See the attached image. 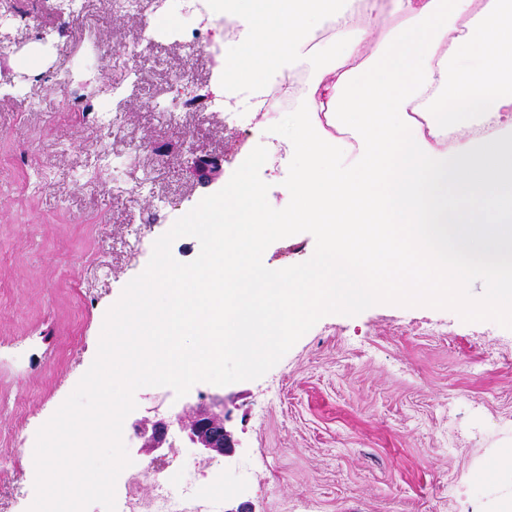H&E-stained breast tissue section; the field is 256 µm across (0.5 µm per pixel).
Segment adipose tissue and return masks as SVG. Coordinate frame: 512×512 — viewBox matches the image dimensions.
Returning <instances> with one entry per match:
<instances>
[{"instance_id": "adipose-tissue-1", "label": "adipose tissue", "mask_w": 512, "mask_h": 512, "mask_svg": "<svg viewBox=\"0 0 512 512\" xmlns=\"http://www.w3.org/2000/svg\"><path fill=\"white\" fill-rule=\"evenodd\" d=\"M239 1L203 4L209 22L232 14L243 26L218 96L280 87L335 28L288 118L300 159L290 206L271 205L241 170L178 228L206 241L197 260L159 264L127 289L87 378L97 416L63 415L35 450L53 495H70L96 441L111 461L88 486L109 491L125 461L113 440L124 391L164 376L189 384L228 359L254 371L325 310L417 303L512 326V0H375L365 19L354 0ZM302 224L319 230L316 261L261 276L260 244ZM470 272L486 280L481 299L462 295Z\"/></svg>"}]
</instances>
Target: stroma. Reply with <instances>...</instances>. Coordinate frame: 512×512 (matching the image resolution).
Masks as SVG:
<instances>
[{"label": "stroma", "instance_id": "stroma-1", "mask_svg": "<svg viewBox=\"0 0 512 512\" xmlns=\"http://www.w3.org/2000/svg\"><path fill=\"white\" fill-rule=\"evenodd\" d=\"M19 17L0 29V512H37L50 498L33 463L59 406L96 414L100 395L84 384L96 365L105 321L128 286L158 261L191 264L207 247L175 233L196 209L202 187L173 153L184 139L223 154L224 177L246 159L274 205L296 166L287 158L288 115L213 102L162 121L155 104L180 78L209 90L220 61L189 55L154 30L182 17L113 12L86 0L73 16L52 0H11ZM127 61L130 76L112 99L115 122L98 128L59 111L81 96L60 75L89 45ZM99 141L124 164L120 189L90 178ZM314 226L266 240L263 273L313 263ZM223 397L233 454L176 442L165 454L138 443L112 476L111 495L81 493L79 512H118L135 484L136 512H156L138 467L187 472L205 512H512V329L463 320L452 307L375 303L325 312L282 345L263 368L224 365L220 376L185 386L159 379L122 395V436L134 420Z\"/></svg>", "mask_w": 512, "mask_h": 512}]
</instances>
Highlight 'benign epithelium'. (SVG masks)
<instances>
[{
	"mask_svg": "<svg viewBox=\"0 0 512 512\" xmlns=\"http://www.w3.org/2000/svg\"><path fill=\"white\" fill-rule=\"evenodd\" d=\"M180 156L185 168L201 185H211L224 174L223 157L206 153L186 139L181 142ZM226 420L224 399L216 397L209 403L186 407L173 417L137 421L133 431L141 447L149 451L174 447L177 434L192 448L229 455L234 453L236 441L226 428Z\"/></svg>",
	"mask_w": 512,
	"mask_h": 512,
	"instance_id": "1",
	"label": "benign epithelium"
}]
</instances>
